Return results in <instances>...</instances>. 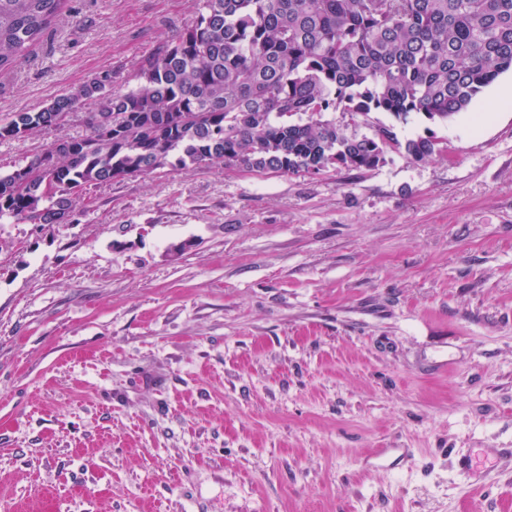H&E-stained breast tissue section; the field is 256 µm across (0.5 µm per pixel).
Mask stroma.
Here are the masks:
<instances>
[{"label":"stroma","instance_id":"stroma-1","mask_svg":"<svg viewBox=\"0 0 512 512\" xmlns=\"http://www.w3.org/2000/svg\"><path fill=\"white\" fill-rule=\"evenodd\" d=\"M203 0H71L0 72V120L175 40ZM508 71L434 136L322 175L164 167L70 223L0 221V512H512ZM73 118L0 141L11 168ZM397 448V461H378ZM461 470L472 479V486L481 488L485 486L483 481L486 468L479 454L465 455L460 459Z\"/></svg>","mask_w":512,"mask_h":512}]
</instances>
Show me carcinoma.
Instances as JSON below:
<instances>
[{"instance_id": "carcinoma-1", "label": "carcinoma", "mask_w": 512, "mask_h": 512, "mask_svg": "<svg viewBox=\"0 0 512 512\" xmlns=\"http://www.w3.org/2000/svg\"><path fill=\"white\" fill-rule=\"evenodd\" d=\"M66 6L0 0V70ZM509 70L512 0H204L176 40L140 60L127 92L104 85L105 70L0 121V140L76 115L92 130L0 170V219L66 224L89 187L165 166L317 176L375 169L390 150L423 162L447 148L387 125L359 136L324 115L446 122Z\"/></svg>"}]
</instances>
